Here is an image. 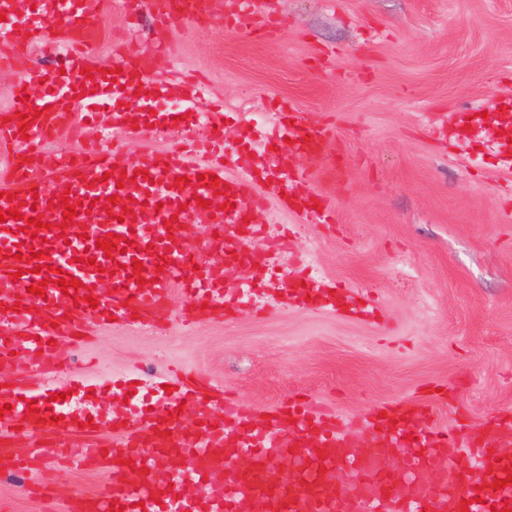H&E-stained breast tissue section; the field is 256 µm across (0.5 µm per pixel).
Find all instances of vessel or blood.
<instances>
[{
	"mask_svg": "<svg viewBox=\"0 0 512 512\" xmlns=\"http://www.w3.org/2000/svg\"><path fill=\"white\" fill-rule=\"evenodd\" d=\"M257 0H229L226 27L253 21ZM215 0H125L129 15L150 16L168 27L210 17ZM0 68L22 69L14 103L0 113V156L8 163L0 210L16 195L19 218L0 222V367L10 368L0 388V472H24V487L41 486L43 467L61 463L104 473L105 487L77 491L64 512H512V483L494 489L512 458V418H491L483 428L458 423L433 425L421 404L385 406L369 412L362 430L383 444L401 449L400 466L390 467L374 453L353 452L355 437L343 430L328 407L287 400L261 413L225 399L224 388L194 373L178 383L158 378L145 386L134 411L102 420L89 403V384H71L74 398L52 400L35 388L34 371L58 372L67 363L60 342L79 333L83 322L153 325L167 313L173 290L199 320L220 321L241 311L242 294L253 286L262 255L250 242L255 208L272 198L278 208L309 224H332L336 208L315 194L307 175L294 168L296 156L322 157L331 133L309 123L295 107L277 111L273 129L249 127L250 138L279 145L268 174L239 166L224 170L222 161L147 151L129 157L120 146L96 147L79 158L61 159L49 144L74 131L79 118H93L106 106L102 73L84 75L87 55L105 31L104 0H0ZM46 50L65 44L60 67L35 70L26 48ZM116 84L126 99L149 88L156 96H179L180 89L162 72L134 70L126 50L112 61ZM505 117L491 138L504 166H512V100L498 98ZM121 132H158L175 121L171 112L142 109L119 113ZM147 178H140V171ZM215 174L216 187L205 177ZM75 204L65 220L62 199ZM209 201L210 221L222 226L218 239L224 260L196 261L180 245L179 226ZM40 226H33V218ZM175 228H168V221ZM119 235L116 250L96 243ZM141 270H134V262ZM234 272L235 292L224 287ZM78 280L75 296L64 295L60 280ZM291 295L308 308L353 314L343 290L288 277ZM44 286V296L31 287ZM195 409L184 422V409ZM27 443L26 457L14 444ZM470 447L472 466L448 474L447 461ZM249 467H241V460Z\"/></svg>",
	"mask_w": 512,
	"mask_h": 512,
	"instance_id": "b4317fda",
	"label": "vessel or blood"
}]
</instances>
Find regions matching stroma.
<instances>
[{
    "instance_id": "1",
    "label": "stroma",
    "mask_w": 512,
    "mask_h": 512,
    "mask_svg": "<svg viewBox=\"0 0 512 512\" xmlns=\"http://www.w3.org/2000/svg\"><path fill=\"white\" fill-rule=\"evenodd\" d=\"M261 37L222 15L148 29L107 0L106 31L87 61L111 66L114 43L143 68L186 74L222 103L228 172L243 114L266 122L293 102L333 125L321 159H297L336 207V224L280 215L294 230L288 262L376 308L379 320L270 304L195 321L171 296L165 330L89 327L66 346L71 371L144 380L172 368L209 375L262 410L296 396L332 406L341 425L384 403L435 398L439 426L512 413V169L486 137H453L459 112L512 97V0H273ZM443 396H436V389Z\"/></svg>"
}]
</instances>
